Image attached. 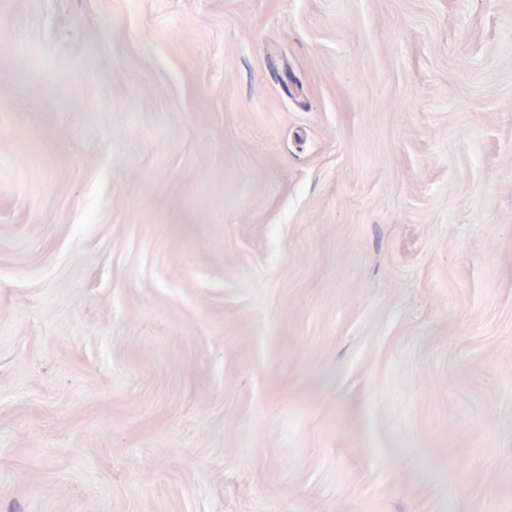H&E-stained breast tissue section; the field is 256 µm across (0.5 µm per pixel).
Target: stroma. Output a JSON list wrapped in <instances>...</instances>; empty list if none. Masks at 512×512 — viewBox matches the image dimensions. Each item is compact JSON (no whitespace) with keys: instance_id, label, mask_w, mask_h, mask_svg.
<instances>
[{"instance_id":"1","label":"stroma","mask_w":512,"mask_h":512,"mask_svg":"<svg viewBox=\"0 0 512 512\" xmlns=\"http://www.w3.org/2000/svg\"><path fill=\"white\" fill-rule=\"evenodd\" d=\"M0 512H512V0H0Z\"/></svg>"}]
</instances>
